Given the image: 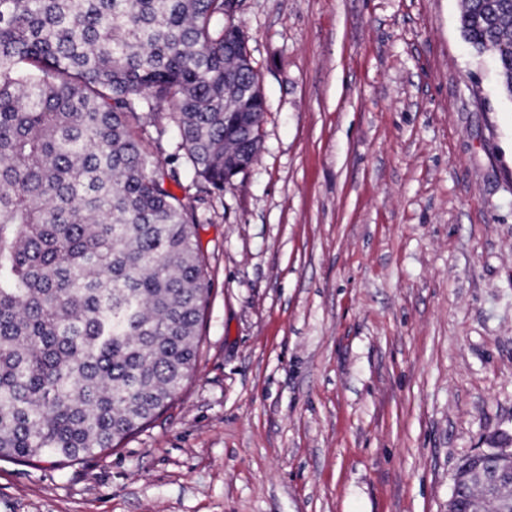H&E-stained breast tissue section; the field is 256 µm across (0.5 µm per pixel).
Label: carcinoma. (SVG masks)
<instances>
[{"label":"carcinoma","mask_w":512,"mask_h":512,"mask_svg":"<svg viewBox=\"0 0 512 512\" xmlns=\"http://www.w3.org/2000/svg\"><path fill=\"white\" fill-rule=\"evenodd\" d=\"M230 2L0 0V459L108 451L191 377L196 203L266 112ZM460 26L512 98V0H462Z\"/></svg>","instance_id":"obj_1"}]
</instances>
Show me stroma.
I'll return each instance as SVG.
<instances>
[{
    "label": "stroma",
    "instance_id": "35a3bbf8",
    "mask_svg": "<svg viewBox=\"0 0 512 512\" xmlns=\"http://www.w3.org/2000/svg\"><path fill=\"white\" fill-rule=\"evenodd\" d=\"M461 0H236L257 161L198 210L193 375L0 512H448L512 434V99Z\"/></svg>",
    "mask_w": 512,
    "mask_h": 512
}]
</instances>
